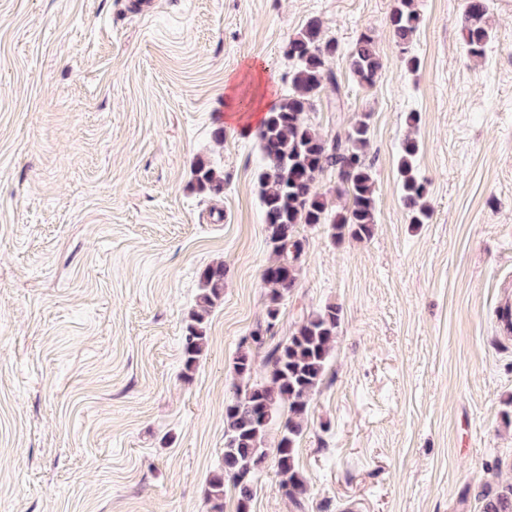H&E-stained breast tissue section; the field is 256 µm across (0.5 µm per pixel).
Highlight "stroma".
I'll use <instances>...</instances> for the list:
<instances>
[{"mask_svg": "<svg viewBox=\"0 0 512 512\" xmlns=\"http://www.w3.org/2000/svg\"><path fill=\"white\" fill-rule=\"evenodd\" d=\"M392 4L0 0V512H212L232 362L272 259L253 118L230 112L226 82L253 65L282 98L285 46L313 18L344 47L372 31L383 74L360 88L336 56L340 86L308 114L328 138L369 114L377 224L339 242L297 228L306 260L278 332L341 310L298 443L307 512H481L482 490L512 486V336L495 321L512 276V10L489 0L493 39L471 60L465 0H416L412 71ZM409 136L426 224L398 189ZM199 160L222 195L195 187ZM216 263L224 298L188 373L186 321Z\"/></svg>", "mask_w": 512, "mask_h": 512, "instance_id": "35a3bbf8", "label": "stroma"}]
</instances>
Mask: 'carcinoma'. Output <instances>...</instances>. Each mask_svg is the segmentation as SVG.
Returning <instances> with one entry per match:
<instances>
[{
	"instance_id": "1",
	"label": "carcinoma",
	"mask_w": 512,
	"mask_h": 512,
	"mask_svg": "<svg viewBox=\"0 0 512 512\" xmlns=\"http://www.w3.org/2000/svg\"><path fill=\"white\" fill-rule=\"evenodd\" d=\"M394 42L410 69L418 59L410 45L423 24L415 0H393L387 20ZM493 38L487 0H465L461 41L470 58L485 56ZM345 54L358 86L371 88L382 74L383 64L375 37L362 32L343 50L323 34L322 24L312 19L288 39L285 56L291 62L288 78L292 92L271 107L260 122L246 132L255 139L265 168L258 175L259 199L274 260L264 269L268 286L265 319L239 346L233 360L231 397L224 405V458L207 480V497L213 512H224L225 488L237 493V512H250L260 471L257 462L271 456L279 490L297 509L305 508L307 480L297 469V445L303 434L311 398L321 385L333 342L340 327V309L328 304L294 321L288 335L275 339L285 296L295 288L305 261L304 241L296 235L299 224H326L332 237L368 239L377 224L376 183L366 162L370 143L369 114L365 113L345 133L326 139L305 119L319 99L325 83H337L330 61ZM420 143L408 138L401 143L398 176L401 199L410 223L430 219L427 183L416 171ZM336 173V192L348 197L341 211H332L326 196L315 188L319 175ZM197 189L213 195L224 193V175L199 160L193 167ZM224 297V264L207 266L200 274L195 308L189 313L183 340L184 369L192 371L208 347L206 323ZM262 353L268 375L254 378V355ZM278 427L274 447L267 436ZM482 512H512V487L493 498L482 493Z\"/></svg>"
}]
</instances>
